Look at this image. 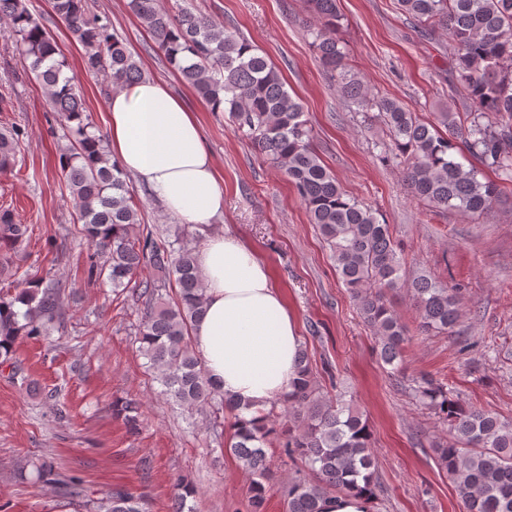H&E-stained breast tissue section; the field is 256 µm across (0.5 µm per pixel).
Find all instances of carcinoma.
Here are the masks:
<instances>
[{
    "label": "carcinoma",
    "mask_w": 512,
    "mask_h": 512,
    "mask_svg": "<svg viewBox=\"0 0 512 512\" xmlns=\"http://www.w3.org/2000/svg\"><path fill=\"white\" fill-rule=\"evenodd\" d=\"M309 3L322 21L310 35L323 65L334 73L344 98L359 108H378L391 136L383 158L403 167L412 196L438 211L483 220L499 198L501 184L512 182V0H397L401 13L423 25L426 33L444 31L455 44V71L475 105L465 125L449 110L424 122L397 101L371 95L366 82L344 63L345 52L336 38L341 25L336 0ZM50 4L70 37L84 48L85 73L113 87L143 79L124 40L109 23L88 16L87 0ZM128 8L166 62L212 111L224 104L237 131L295 187L310 223L329 247L343 286L376 332L383 365L393 372L401 369L410 335L391 305L390 292L405 290L420 335L454 333L463 317L458 289L430 275L406 274L389 225L372 207L350 197L324 165L312 147L302 106L288 92L282 72L257 46L186 5L173 11L160 0H128ZM0 20L8 23L16 51L42 85L67 141L59 166L76 203L80 234L92 248L88 281L107 282L116 293L130 290L145 300L139 351L164 394L188 413L211 405L219 416L230 417L225 447L253 476L249 512L264 509L267 444L272 438L279 439L287 459L302 466L288 485L287 512H321L320 503L328 496L358 494L370 503L378 499L367 416L352 400L321 393L306 356H301L293 391L279 399L283 411L278 420L260 409L256 418L244 421L240 404L210 380L192 344L203 304L195 248L179 234L162 241L140 230L130 177L110 158L105 139L86 113L76 76L66 74L64 52L25 0H0ZM19 133L15 126L0 128V175L13 171ZM463 149L483 168L466 169L457 162L455 155ZM484 168L496 179L484 177ZM28 232V225L15 222L12 209H0V269L13 264L12 254L23 247ZM149 268L174 276L176 298L167 300L165 285L143 276ZM63 294L54 278L13 270L0 287V366H10L14 375L22 372L15 360L17 341L50 335L61 319ZM412 392L448 428V439L432 442L431 448L465 512H512V419L466 403L428 374L413 379ZM117 413L134 429L140 403L127 399ZM38 474L72 498L84 496L82 480L61 477L51 461L42 462ZM195 495L190 481L177 480L172 512H193L188 500ZM100 508L145 512L141 499L126 489L105 493Z\"/></svg>",
    "instance_id": "cac0c4a2"
}]
</instances>
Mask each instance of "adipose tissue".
<instances>
[{
  "label": "adipose tissue",
  "instance_id": "obj_1",
  "mask_svg": "<svg viewBox=\"0 0 512 512\" xmlns=\"http://www.w3.org/2000/svg\"><path fill=\"white\" fill-rule=\"evenodd\" d=\"M109 146L165 212L210 225L224 192L199 123L159 79L115 88L107 99ZM204 288L193 343L207 374L245 417L290 391L302 342L297 321L265 263L238 236L209 235L197 254Z\"/></svg>",
  "mask_w": 512,
  "mask_h": 512
}]
</instances>
